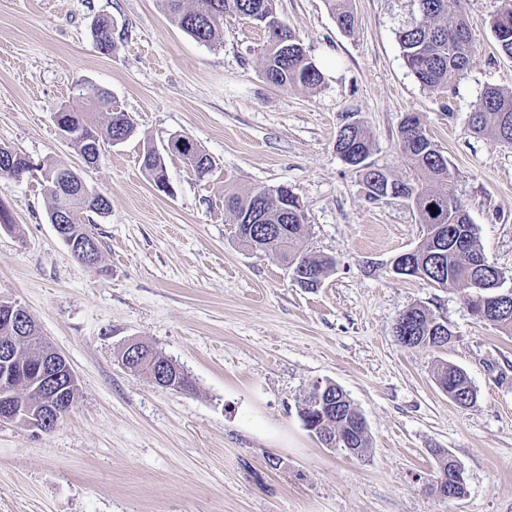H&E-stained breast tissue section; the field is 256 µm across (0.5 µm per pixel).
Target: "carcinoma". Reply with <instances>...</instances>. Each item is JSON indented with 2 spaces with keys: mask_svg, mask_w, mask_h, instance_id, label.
Here are the masks:
<instances>
[{
  "mask_svg": "<svg viewBox=\"0 0 512 512\" xmlns=\"http://www.w3.org/2000/svg\"><path fill=\"white\" fill-rule=\"evenodd\" d=\"M459 0H421L419 16L397 32V41L407 68L422 87L444 93L468 68L471 57V32L465 14L459 10L448 13L449 2ZM166 14L183 32L206 45L220 40L224 16L233 14L254 21L264 29L267 39L263 45V75L268 82L279 87L301 86L312 88L323 81L318 66L308 57L294 33L277 15L275 0H162ZM338 27L352 32L356 18L347 0H328ZM491 31L505 55L512 57V4L504 7L491 22ZM97 48L108 54L113 48L112 21L100 16L92 27ZM58 130L72 133L69 144L82 157L86 166H94L100 160V144L109 141L118 144L129 139L135 132L127 114L112 109V96L103 88H95L72 104L58 106L54 110ZM474 133L492 135L512 144V91L491 87L485 90L471 114ZM183 146H178L179 141ZM399 146L409 175L393 179L382 174L385 188L410 198L416 204L418 223L425 225L426 237L413 255V271H423L424 280L438 287L452 286L469 295V309L478 320L497 327L502 333L512 335V301H508L507 313L482 314L475 290L476 271L485 259L480 244V227L471 223L467 210L458 198L448 192L452 172L447 159L437 149L425 125L415 115L406 116L399 126ZM357 149L361 162L370 157L374 144L367 129L359 122L340 127L336 134V151ZM168 150L178 154L200 177L212 167L207 154L191 139L184 136L173 138ZM0 152L8 154L9 164L0 165V176L15 177L26 174L29 158L12 149L1 146ZM39 177L51 198L48 215L58 206H65L73 218L76 231L88 232L82 222V214L95 212L103 207L101 193L86 192L79 179L68 168L47 161L36 163ZM143 169L159 190L168 183L163 158L153 147L145 150ZM367 198L372 202L388 199V193L377 191L371 183L373 172L359 170ZM225 206L233 215L238 228L239 240L246 246L271 255L288 266L294 281L309 279L307 289L316 288L335 268L332 258L319 257L305 248V213L299 198L285 189L253 188L242 194L224 197ZM452 333L432 313L423 307L410 313L409 338L400 343L409 348H440L447 345ZM41 348L40 331L31 330L29 337L17 350L18 361L6 366L0 364V376H10L21 364L26 369L35 365L33 354ZM142 361L134 364V371L149 375L150 364L167 361L170 374H176L178 366L161 352L143 346ZM436 381L460 408L476 403L477 393L467 374L459 367L444 363L437 370ZM41 392L35 373L27 374L17 395L22 400L33 401ZM304 426L322 427L329 436L338 439V450L357 456L368 447V433L360 425L361 412L344 393L334 386L317 395L309 391L298 407ZM435 474L428 480L427 489L436 493L438 484L452 485L458 496L466 494V486L458 482V464L448 453L438 448Z\"/></svg>",
  "mask_w": 512,
  "mask_h": 512,
  "instance_id": "obj_1",
  "label": "carcinoma"
}]
</instances>
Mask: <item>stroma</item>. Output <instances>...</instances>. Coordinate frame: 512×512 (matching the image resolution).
Here are the masks:
<instances>
[{"label": "stroma", "instance_id": "1", "mask_svg": "<svg viewBox=\"0 0 512 512\" xmlns=\"http://www.w3.org/2000/svg\"><path fill=\"white\" fill-rule=\"evenodd\" d=\"M275 6L321 69L316 88L270 85L266 35L242 17L205 45L162 0H0V145L81 171L111 203L83 216L99 243L94 270L49 224L39 179L0 177L15 224L0 229V300L27 308L78 376L53 430L0 423V512H512V335L477 321L459 290L393 272L423 227L403 201H368L335 148L340 126L362 121L371 163L405 177L398 127L418 115L486 257L511 274L512 145L470 127L487 88L512 89V58L490 28L504 0H461L472 57L445 93L419 84L397 42L415 0H351L349 34L327 0ZM102 15L106 56L91 36ZM94 86L136 133L103 143L88 168L53 111ZM179 135L210 156L206 176L167 153ZM148 146L163 152L173 195L143 171ZM281 184L304 206L308 248L336 260L319 288L242 247L224 208L225 191ZM416 304L447 323V346L397 340L399 315ZM130 340L172 359L194 390L126 369ZM441 362L466 371L475 406L459 409L439 388ZM325 381L366 420L362 456L324 448L298 416ZM437 448L461 465L464 497L426 491ZM92 35L97 48L102 54H109L113 48L112 21L99 16L92 27Z\"/></svg>", "mask_w": 512, "mask_h": 512}]
</instances>
